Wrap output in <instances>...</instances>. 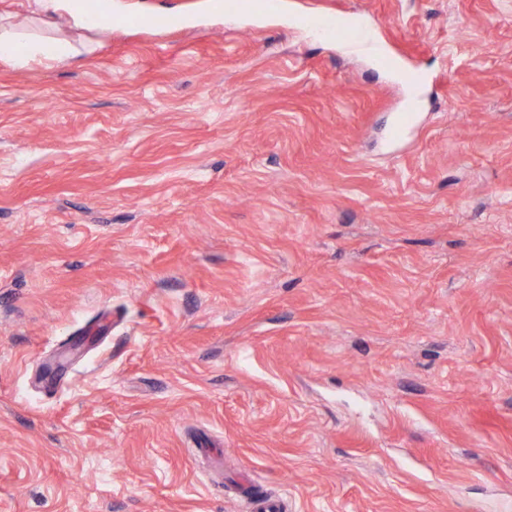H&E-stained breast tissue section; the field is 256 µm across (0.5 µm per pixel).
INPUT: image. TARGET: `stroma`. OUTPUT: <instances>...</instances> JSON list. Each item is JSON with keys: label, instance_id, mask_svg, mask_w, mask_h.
Wrapping results in <instances>:
<instances>
[{"label": "stroma", "instance_id": "stroma-1", "mask_svg": "<svg viewBox=\"0 0 512 512\" xmlns=\"http://www.w3.org/2000/svg\"><path fill=\"white\" fill-rule=\"evenodd\" d=\"M223 2L0 63V512H512V0ZM310 21L316 24L323 34L344 37L355 46H361L369 41L367 35L358 28L342 29L336 22L326 18L315 17Z\"/></svg>", "mask_w": 512, "mask_h": 512}]
</instances>
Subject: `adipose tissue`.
I'll use <instances>...</instances> for the list:
<instances>
[{
    "label": "adipose tissue",
    "instance_id": "1",
    "mask_svg": "<svg viewBox=\"0 0 512 512\" xmlns=\"http://www.w3.org/2000/svg\"><path fill=\"white\" fill-rule=\"evenodd\" d=\"M70 43L54 39H29L19 34L12 23L0 21V61L15 67L32 63L64 62L78 56Z\"/></svg>",
    "mask_w": 512,
    "mask_h": 512
}]
</instances>
